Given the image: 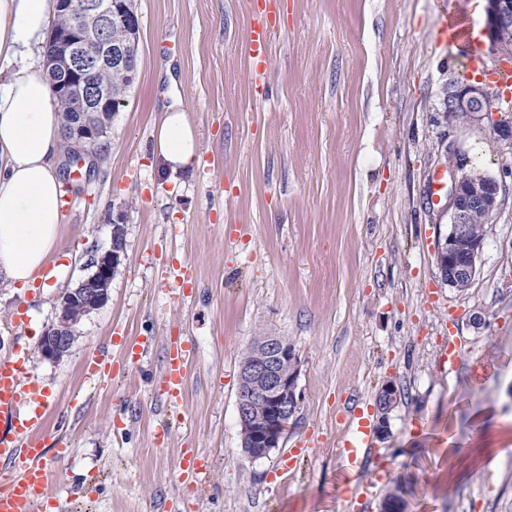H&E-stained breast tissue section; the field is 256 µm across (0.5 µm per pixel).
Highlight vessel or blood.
Wrapping results in <instances>:
<instances>
[{"mask_svg": "<svg viewBox=\"0 0 512 512\" xmlns=\"http://www.w3.org/2000/svg\"><path fill=\"white\" fill-rule=\"evenodd\" d=\"M256 10L246 50L252 60L251 79L264 82L268 73V47L275 30L272 10L274 0H262ZM453 38L470 50L468 74H477L502 86L512 85V65L486 69L477 37L464 19L451 24ZM191 350L184 344L171 345L166 351L159 375V388L168 408H178L184 398ZM49 401L27 372L24 360L0 363V512H45L48 489L53 478L46 456L53 443L40 427ZM347 424L348 435L341 443L339 455L348 469L360 471L368 454L374 430L371 417L361 407H353ZM179 467L183 479L197 490H205L210 478L208 462L193 449H184Z\"/></svg>", "mask_w": 512, "mask_h": 512, "instance_id": "1", "label": "vessel or blood"}]
</instances>
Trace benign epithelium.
I'll list each match as a JSON object with an SVG mask.
<instances>
[{"mask_svg": "<svg viewBox=\"0 0 512 512\" xmlns=\"http://www.w3.org/2000/svg\"><path fill=\"white\" fill-rule=\"evenodd\" d=\"M71 23L54 34V50L46 58L49 70L65 76L61 82L50 85L53 102L76 101L83 113L107 112L112 108L111 87L103 75L122 72L129 79L136 74V45L130 41L115 40L109 31L116 20H124L120 0H58ZM487 31L492 46L505 54L498 42L503 29L512 21V0H487ZM489 99L483 84L469 83L458 90L448 91V113L465 112L473 117L488 111ZM109 132L105 121L79 120L70 124L67 138L92 146ZM499 189L487 192L482 186L468 183L462 176L455 181L448 200L450 229L437 253V264L448 286L461 288L472 281L476 262L483 252L484 239L470 242L464 255L457 251V241L464 234L471 214L478 208L496 209ZM124 240L121 230L114 231L112 246L104 252H95L89 266L92 273L71 292V298L84 302L88 313L108 299L104 289L121 262ZM74 333L70 311L62 304L58 322L43 334L40 344L42 356L59 358ZM257 358L240 369V386L236 409L242 430V446L255 458H264L279 444L288 421L300 404L298 391L301 359L288 338L276 332H267L256 345ZM397 402L395 387L386 383L377 395L378 425L376 432L388 434L389 413Z\"/></svg>", "mask_w": 512, "mask_h": 512, "instance_id": "obj_1", "label": "benign epithelium"}]
</instances>
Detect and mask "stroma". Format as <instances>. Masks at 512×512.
I'll list each match as a JSON object with an SVG mask.
<instances>
[{"mask_svg": "<svg viewBox=\"0 0 512 512\" xmlns=\"http://www.w3.org/2000/svg\"><path fill=\"white\" fill-rule=\"evenodd\" d=\"M139 63L105 160L65 174L62 259L49 287H0V363L25 357L50 400V512H337L336 443L354 405L391 383L389 434L374 439L350 512H512V145L493 132L512 97L488 84V114L449 120L467 51L446 17L485 26V0H280L262 90L244 52L253 0H135ZM179 102L200 143L193 174L168 179L153 132ZM501 186L468 288L449 287L437 250L450 216L430 198L470 171ZM125 242L107 301L57 360L37 346L61 295ZM188 267L182 302L158 290ZM24 313L27 321L16 325ZM290 338L303 399L278 448L242 447L240 355L258 331ZM147 337L135 363L123 341ZM191 348L181 419L156 387L170 340ZM461 350L449 369V348ZM111 374L87 379L96 355ZM297 476L277 472L295 443ZM210 486L180 481L182 449Z\"/></svg>", "mask_w": 512, "mask_h": 512, "instance_id": "1", "label": "stroma"}]
</instances>
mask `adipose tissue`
Returning <instances> with one entry per match:
<instances>
[{"label":"adipose tissue","mask_w":512,"mask_h":512,"mask_svg":"<svg viewBox=\"0 0 512 512\" xmlns=\"http://www.w3.org/2000/svg\"><path fill=\"white\" fill-rule=\"evenodd\" d=\"M56 0H0V280L27 286L53 258L62 235V119L45 69L17 57L42 51ZM154 152L171 174L195 169L199 142L187 113L166 107L154 131Z\"/></svg>","instance_id":"adipose-tissue-1"}]
</instances>
